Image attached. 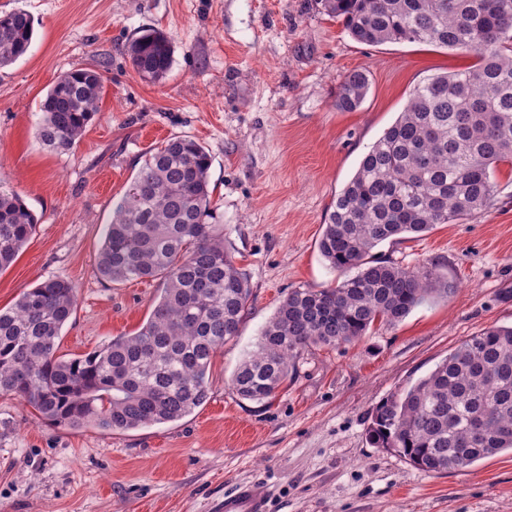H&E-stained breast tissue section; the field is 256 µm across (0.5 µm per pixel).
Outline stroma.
<instances>
[{
  "instance_id": "obj_1",
  "label": "stroma",
  "mask_w": 512,
  "mask_h": 512,
  "mask_svg": "<svg viewBox=\"0 0 512 512\" xmlns=\"http://www.w3.org/2000/svg\"><path fill=\"white\" fill-rule=\"evenodd\" d=\"M16 8L32 15L35 38L0 69V173L39 222L0 272V308L48 277L72 281L77 307L57 349L67 357L140 326L158 282L101 281L95 258L113 201L144 155L175 136L211 155L213 198L254 301L213 359L209 400L180 421L112 434L61 428L0 394V512H213L241 482L267 487L270 512H512V454L430 474L367 437L380 401L460 341L512 323L510 165L495 172L489 210L376 249L411 268L437 264L454 286L448 299L359 341L305 352L295 379L266 402L231 386L288 289L341 281L317 247L326 212L413 87L475 55L360 44L317 0H0L1 13ZM147 27L174 45L158 84L141 80L124 53ZM98 66V116L72 149H46L37 125L47 91L70 70ZM356 70L369 91L357 110L340 111L336 92Z\"/></svg>"
}]
</instances>
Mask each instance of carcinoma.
<instances>
[{
	"label": "carcinoma",
	"instance_id": "cac0c4a2",
	"mask_svg": "<svg viewBox=\"0 0 512 512\" xmlns=\"http://www.w3.org/2000/svg\"><path fill=\"white\" fill-rule=\"evenodd\" d=\"M364 45L425 43L476 54V64L432 75L412 89L397 119L370 147L331 205L318 249L341 282L293 288L231 379L242 399L265 402L313 347H336L394 325L453 288L437 265L409 268L379 258L380 244L456 224L493 206L496 168L512 163V0H320ZM34 20L0 14V68L30 50ZM134 71L161 81L174 62L170 37L141 30L125 47ZM369 89L347 74L336 107L357 110ZM97 69L64 73L40 111L39 141L72 149L99 113ZM211 156L174 137L145 155L112 206L96 274L112 283L158 280L145 322L76 357L56 355L77 306L76 285L49 277L0 308V393L15 395L58 427L125 432L176 422L212 390V358L239 335L253 302L234 261L210 189ZM38 220L0 182V271L17 258ZM369 441L416 468L439 473L512 451V325L461 341L426 376L382 400Z\"/></svg>",
	"mask_w": 512,
	"mask_h": 512
}]
</instances>
